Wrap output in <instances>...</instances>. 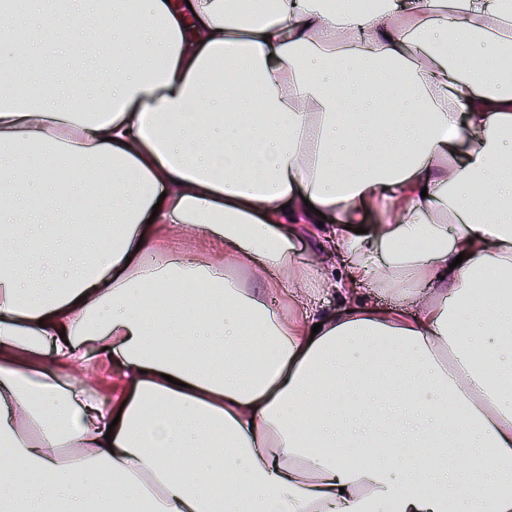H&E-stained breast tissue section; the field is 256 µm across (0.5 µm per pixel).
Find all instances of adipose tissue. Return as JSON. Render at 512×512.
Segmentation results:
<instances>
[{
	"instance_id": "obj_1",
	"label": "adipose tissue",
	"mask_w": 512,
	"mask_h": 512,
	"mask_svg": "<svg viewBox=\"0 0 512 512\" xmlns=\"http://www.w3.org/2000/svg\"><path fill=\"white\" fill-rule=\"evenodd\" d=\"M224 4L115 0L92 101L102 0L34 11L66 107L0 47V211L112 228L59 284L0 251V512H512V0ZM30 53L42 66V76L48 79L47 83H39L44 88V95L37 98L40 100L58 95L73 68L83 62L82 50L76 51L71 43L60 44L57 40L33 45Z\"/></svg>"
}]
</instances>
